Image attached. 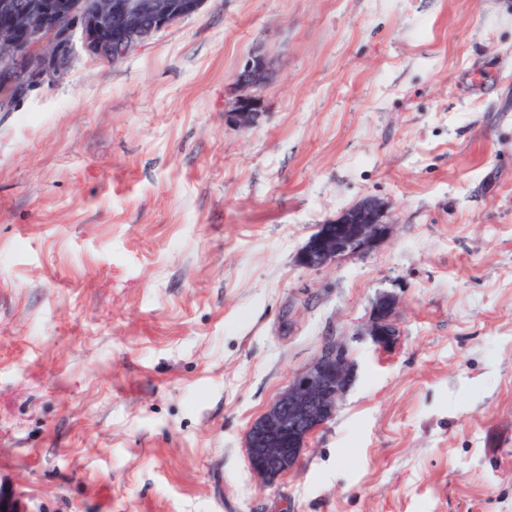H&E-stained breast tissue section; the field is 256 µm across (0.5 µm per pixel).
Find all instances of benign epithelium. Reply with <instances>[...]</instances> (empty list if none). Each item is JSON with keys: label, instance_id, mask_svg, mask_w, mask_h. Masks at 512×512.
I'll return each instance as SVG.
<instances>
[{"label": "benign epithelium", "instance_id": "1", "mask_svg": "<svg viewBox=\"0 0 512 512\" xmlns=\"http://www.w3.org/2000/svg\"><path fill=\"white\" fill-rule=\"evenodd\" d=\"M205 0H0V110L12 111L18 94L63 75L71 45L81 32L93 55L117 63L148 44L158 32L198 13ZM270 78L267 56L252 52L236 75L237 94L224 112L226 121L251 125L262 112L261 90ZM390 221L376 200L362 202L321 225L299 254V263L320 269L339 257L366 253L384 236ZM395 303L380 299L368 335L378 346L395 336ZM346 349L328 341L320 355L250 426L246 457L253 474L272 483L298 465L309 437L336 414L349 382Z\"/></svg>", "mask_w": 512, "mask_h": 512}]
</instances>
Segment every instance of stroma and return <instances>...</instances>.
<instances>
[{
	"label": "stroma",
	"instance_id": "1",
	"mask_svg": "<svg viewBox=\"0 0 512 512\" xmlns=\"http://www.w3.org/2000/svg\"><path fill=\"white\" fill-rule=\"evenodd\" d=\"M272 79L228 124L241 60ZM391 226L298 254L366 200ZM394 295L395 342L362 333ZM296 470L251 423L327 341ZM19 512H512V0H206L0 112V497ZM390 224L380 202H362L322 224L303 247L298 261L305 268L320 269L336 258L366 253L376 246ZM349 371L346 349L326 342L320 355L251 424L245 451L255 476L272 483L296 468L309 437L336 414Z\"/></svg>",
	"mask_w": 512,
	"mask_h": 512
}]
</instances>
